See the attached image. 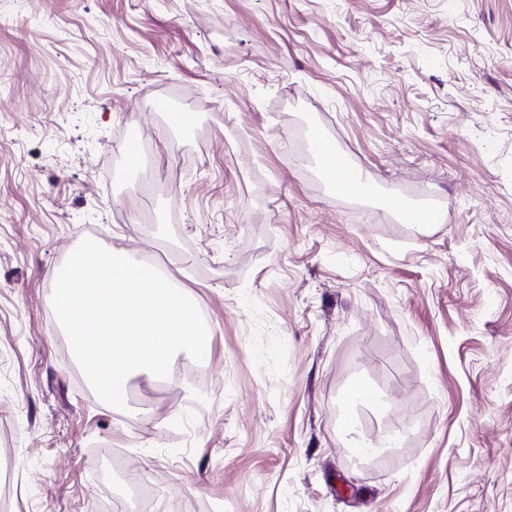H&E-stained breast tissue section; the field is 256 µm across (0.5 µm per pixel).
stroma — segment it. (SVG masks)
<instances>
[{
    "mask_svg": "<svg viewBox=\"0 0 512 512\" xmlns=\"http://www.w3.org/2000/svg\"><path fill=\"white\" fill-rule=\"evenodd\" d=\"M86 237L213 332L122 410L51 305ZM1 455L13 512H512V0H0ZM319 150H321L326 155H331L332 158H330L329 161L326 160V158L323 159L325 167L331 171L332 173H336V178L339 181H342L338 186L342 187L345 190L354 191V192H366L368 191L367 186L364 183H361L358 189L356 190V184L352 183L350 181H346L348 178V168L344 162V160L336 155L332 150V146L327 141H320L318 142ZM154 491L152 481L147 477L141 476L138 480L129 483L127 496L121 501L112 500V496L108 494L105 507L109 511L105 512H112V508L113 511H126L131 503H143L150 499L154 495Z\"/></svg>",
    "mask_w": 512,
    "mask_h": 512,
    "instance_id": "obj_1",
    "label": "stroma"
}]
</instances>
